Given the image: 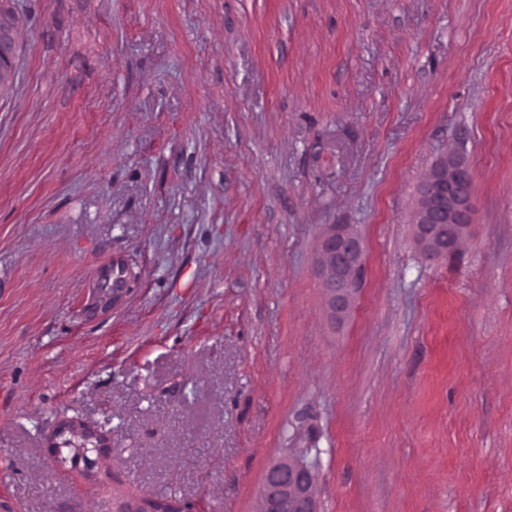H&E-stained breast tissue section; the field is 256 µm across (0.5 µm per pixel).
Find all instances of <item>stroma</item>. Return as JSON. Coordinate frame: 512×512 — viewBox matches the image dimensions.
<instances>
[{
    "mask_svg": "<svg viewBox=\"0 0 512 512\" xmlns=\"http://www.w3.org/2000/svg\"><path fill=\"white\" fill-rule=\"evenodd\" d=\"M0 10V512H258L287 454L319 512H512V0ZM451 154L471 225L428 258ZM329 224L364 245L339 324ZM64 421L105 447L55 464ZM15 20L7 14L0 13V73L11 67L16 49ZM474 173L467 160L449 155L435 164L418 192L413 214L415 243L428 257L452 253L468 232Z\"/></svg>",
    "mask_w": 512,
    "mask_h": 512,
    "instance_id": "obj_1",
    "label": "stroma"
}]
</instances>
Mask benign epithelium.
<instances>
[{"label":"benign epithelium","instance_id":"7a95c632","mask_svg":"<svg viewBox=\"0 0 512 512\" xmlns=\"http://www.w3.org/2000/svg\"><path fill=\"white\" fill-rule=\"evenodd\" d=\"M15 49V20L0 13V73L11 66ZM474 184L464 157L450 155L435 164L419 188L412 218L415 243L424 255L452 253L468 232ZM363 263V243L351 225H329L320 241L318 265L333 320L351 309ZM260 503L261 512H318L310 466L299 457L279 459L265 472Z\"/></svg>","mask_w":512,"mask_h":512}]
</instances>
